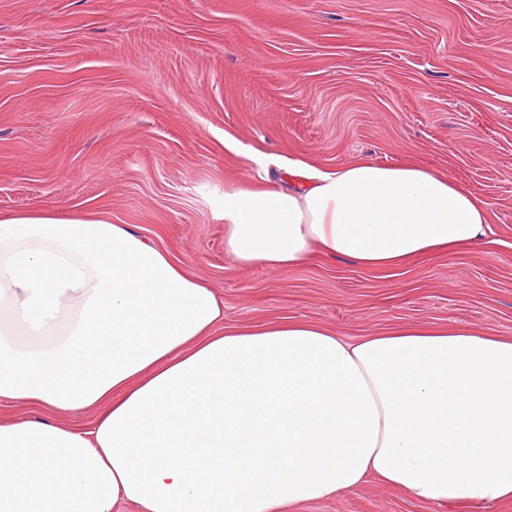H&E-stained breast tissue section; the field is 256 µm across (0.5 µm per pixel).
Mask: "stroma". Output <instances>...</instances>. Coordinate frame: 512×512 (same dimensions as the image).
I'll return each mask as SVG.
<instances>
[{"instance_id": "35a3bbf8", "label": "stroma", "mask_w": 512, "mask_h": 512, "mask_svg": "<svg viewBox=\"0 0 512 512\" xmlns=\"http://www.w3.org/2000/svg\"><path fill=\"white\" fill-rule=\"evenodd\" d=\"M419 163L483 200L496 241L366 270L274 271L224 251V192ZM104 216L191 265L224 325L349 339L400 325L512 336V0H0V216ZM294 512H512L370 480Z\"/></svg>"}]
</instances>
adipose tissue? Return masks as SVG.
<instances>
[{
  "label": "adipose tissue",
  "mask_w": 512,
  "mask_h": 512,
  "mask_svg": "<svg viewBox=\"0 0 512 512\" xmlns=\"http://www.w3.org/2000/svg\"><path fill=\"white\" fill-rule=\"evenodd\" d=\"M224 192V251L395 269L489 242L487 205L413 162L280 163ZM188 264L104 218L0 217V512H290L367 479L427 503L512 500V336L313 322L222 329ZM1 419L15 418L19 420L25 419H46L66 423L74 429H86L94 420V413L90 411L83 412L79 415L61 416L47 407H17L7 402H0Z\"/></svg>",
  "instance_id": "1"
}]
</instances>
